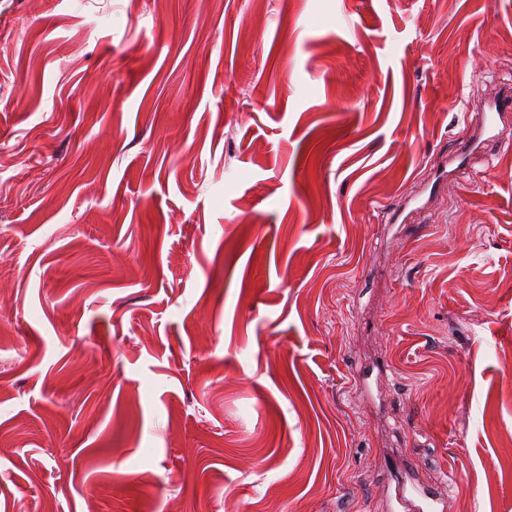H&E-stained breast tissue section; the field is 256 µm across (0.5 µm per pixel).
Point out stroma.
Listing matches in <instances>:
<instances>
[{
  "label": "stroma",
  "instance_id": "35a3bbf8",
  "mask_svg": "<svg viewBox=\"0 0 512 512\" xmlns=\"http://www.w3.org/2000/svg\"><path fill=\"white\" fill-rule=\"evenodd\" d=\"M507 84L512 0H0V512H512ZM474 112H482L483 129L491 134L495 120L497 118L502 120L504 116H508L512 112V87H502L495 98L476 105ZM412 489L416 493L417 502L406 496V482L398 486L396 491V500L403 509L397 512H444L447 509V498L433 488L415 482L409 477ZM407 504H413L414 508H408Z\"/></svg>",
  "mask_w": 512,
  "mask_h": 512
}]
</instances>
